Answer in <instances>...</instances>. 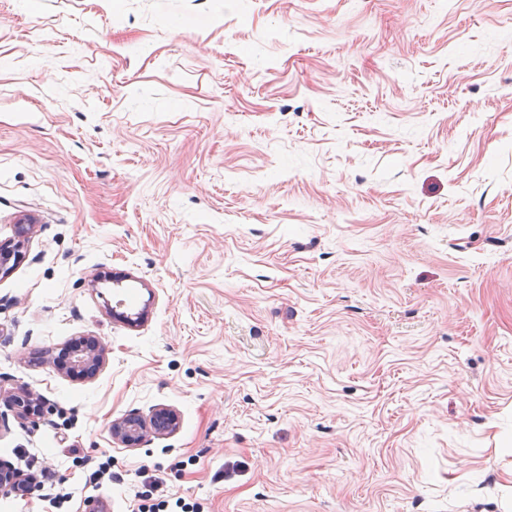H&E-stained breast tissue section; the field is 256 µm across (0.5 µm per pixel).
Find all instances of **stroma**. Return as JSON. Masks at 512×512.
<instances>
[{"instance_id":"35a3bbf8","label":"stroma","mask_w":512,"mask_h":512,"mask_svg":"<svg viewBox=\"0 0 512 512\" xmlns=\"http://www.w3.org/2000/svg\"><path fill=\"white\" fill-rule=\"evenodd\" d=\"M26 214L0 512H512V0H0ZM81 336L90 381L43 361ZM105 355L106 351L100 340L86 338L73 346L69 359L81 366L89 378H94L105 362ZM2 403L15 417L34 426L43 419L47 407V401L43 396L26 388H19L6 395L1 394L0 405ZM179 427L177 413L168 407L154 408L148 416L132 412L112 422L114 443L132 448L140 445L146 437H163L175 434ZM37 486V478L31 474H24L12 468L0 465V492L10 495H29Z\"/></svg>"}]
</instances>
